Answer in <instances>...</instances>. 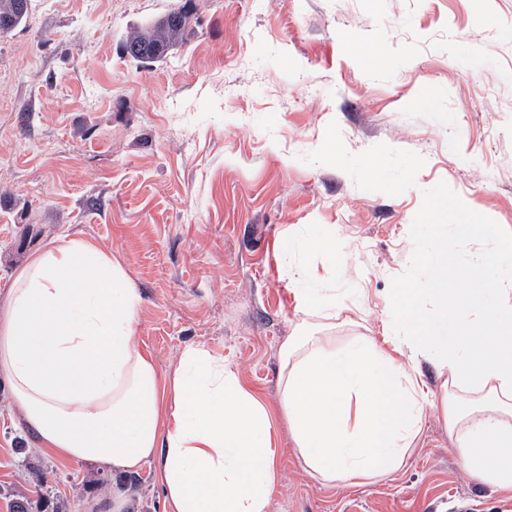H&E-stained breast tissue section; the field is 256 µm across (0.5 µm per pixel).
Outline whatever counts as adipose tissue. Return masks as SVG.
I'll return each instance as SVG.
<instances>
[{
  "label": "adipose tissue",
  "mask_w": 512,
  "mask_h": 512,
  "mask_svg": "<svg viewBox=\"0 0 512 512\" xmlns=\"http://www.w3.org/2000/svg\"><path fill=\"white\" fill-rule=\"evenodd\" d=\"M298 247L289 278L299 317L280 348L277 388L309 472L349 486L393 474L437 408L464 467L512 495V244L492 251L497 287L468 289L453 324L420 326L393 297L382 336L341 346L336 291L318 287L310 262L316 252L335 260L336 243ZM140 303L120 261L85 237H57L14 274L0 301V377L36 451L119 473L155 463L163 512H270L280 453L272 411L201 346L160 374L133 343ZM425 361L438 391L421 379Z\"/></svg>",
  "instance_id": "adipose-tissue-1"
}]
</instances>
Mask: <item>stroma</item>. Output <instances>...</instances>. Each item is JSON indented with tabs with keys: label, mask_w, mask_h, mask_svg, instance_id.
I'll list each match as a JSON object with an SVG mask.
<instances>
[{
	"label": "stroma",
	"mask_w": 512,
	"mask_h": 512,
	"mask_svg": "<svg viewBox=\"0 0 512 512\" xmlns=\"http://www.w3.org/2000/svg\"><path fill=\"white\" fill-rule=\"evenodd\" d=\"M188 10L184 44L152 65L122 53L130 28ZM487 224L512 239V0H32L0 38V299L58 235L121 260L141 296L134 343L162 374L184 348L236 367L270 408L298 317L296 238L336 290V340L381 333L406 296L430 328L467 288L496 285ZM460 269L432 286L428 249ZM270 512H512L465 471L430 413L397 473L324 485L285 421ZM34 439L0 379V512L37 495L20 449ZM71 512L115 493L102 470L41 457Z\"/></svg>",
	"instance_id": "35a3bbf8"
}]
</instances>
